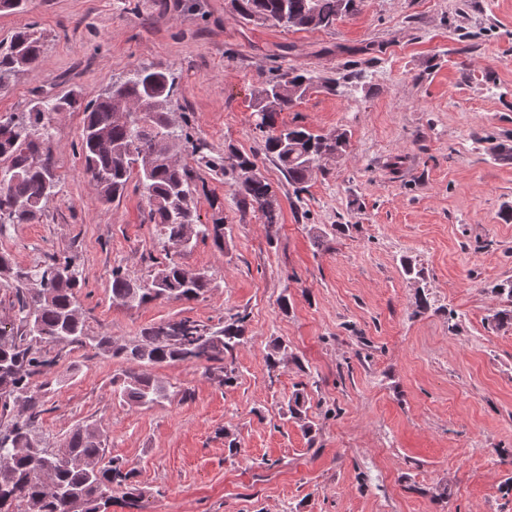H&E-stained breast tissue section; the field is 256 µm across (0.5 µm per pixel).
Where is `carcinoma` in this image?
<instances>
[{"instance_id": "obj_1", "label": "carcinoma", "mask_w": 512, "mask_h": 512, "mask_svg": "<svg viewBox=\"0 0 512 512\" xmlns=\"http://www.w3.org/2000/svg\"><path fill=\"white\" fill-rule=\"evenodd\" d=\"M237 13L254 25H273L286 30H322L343 17L339 0H235ZM45 47L43 34L34 24L14 32L8 44L0 42V89L20 72L35 65ZM302 87L293 96L281 89L284 83ZM320 83L328 93L337 82L315 80L310 73L289 68L259 87L254 95V123L264 138L267 154L279 165L295 190L305 188L312 175L309 163L318 165L342 157L348 146L344 130L314 133L304 125L280 124V113L295 107L302 94ZM176 88L163 70L137 68L118 91L107 88L88 103L74 94L36 98L16 119L0 121V226L37 224L47 204L57 194L59 176L49 147L58 108L85 114L80 157L83 169L103 203L124 194L137 179L147 199L150 219L164 230L165 261L153 279L140 281L119 270L112 272V301L140 307L157 300L191 302L210 290L213 275L197 271L186 279L174 255L197 240H209L222 250L224 224L217 218L203 224L196 215L190 170L175 161L182 141L190 142L184 129L172 119ZM147 102L152 107L146 125L134 124L131 110ZM206 165L232 181L244 208L261 214L271 229L280 224L276 191L258 168L254 156L232 146L223 156ZM0 280L14 289V318L0 320V505L7 512H108L112 491L127 489L129 498L139 499L133 487L134 470L119 460H105V439L97 424L76 427L65 438L52 441L42 435L35 417L43 405L40 390L31 377L51 363L43 347L92 346L134 367L113 380L114 392L123 403L151 408L170 396L169 388L147 368L169 363H205L218 381L231 385L235 369L224 365V357L246 343V316L236 313L217 326L191 317L161 321L142 332L138 344H118L110 336H96L82 317L77 293L81 281L70 256H57L43 266L22 267L7 252H0ZM492 291L506 298L507 307L493 316L497 329L512 328V282L497 284ZM307 384L300 382L288 401L291 418L313 425L307 417ZM80 460L83 465L58 462L49 475L40 471L47 454ZM78 488L80 499L68 491Z\"/></svg>"}]
</instances>
